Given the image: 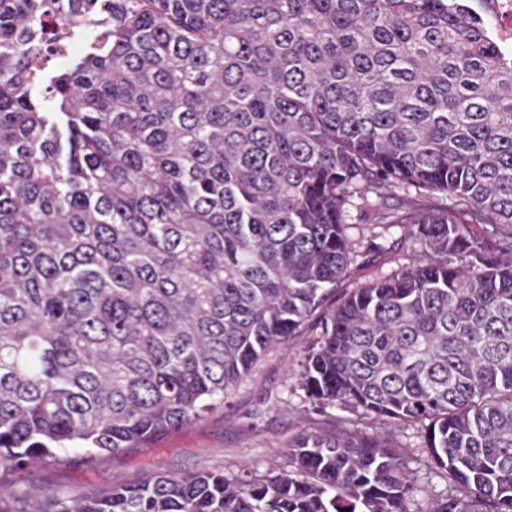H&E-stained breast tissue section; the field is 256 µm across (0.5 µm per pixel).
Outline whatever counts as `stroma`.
<instances>
[{
  "mask_svg": "<svg viewBox=\"0 0 512 512\" xmlns=\"http://www.w3.org/2000/svg\"><path fill=\"white\" fill-rule=\"evenodd\" d=\"M314 335L308 323L282 340L224 404L187 425L113 454L92 458L85 449L73 448L64 460L37 466L39 487L74 494L131 484L153 473L243 468L269 473L283 466L288 440L300 429L331 420L356 427L361 418L348 406L336 403L320 409L304 396L296 371Z\"/></svg>",
  "mask_w": 512,
  "mask_h": 512,
  "instance_id": "stroma-1",
  "label": "stroma"
}]
</instances>
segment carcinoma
Instances as JSON below:
<instances>
[{
	"mask_svg": "<svg viewBox=\"0 0 512 512\" xmlns=\"http://www.w3.org/2000/svg\"><path fill=\"white\" fill-rule=\"evenodd\" d=\"M62 26L87 41L54 63ZM462 213L512 240V61L448 0H0V490L26 512H512V258ZM361 224L400 266L324 310ZM313 318L306 398L423 450L309 427L275 475L29 484L190 423ZM464 219L471 225L475 237L484 249L492 252L500 250L504 240L498 234L495 224H472L469 217Z\"/></svg>",
	"mask_w": 512,
	"mask_h": 512,
	"instance_id": "1",
	"label": "carcinoma"
}]
</instances>
